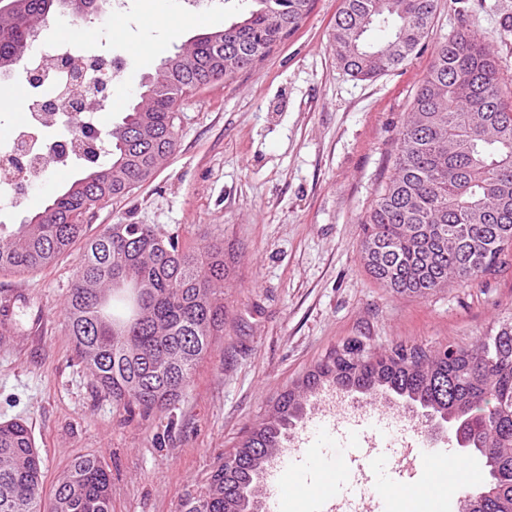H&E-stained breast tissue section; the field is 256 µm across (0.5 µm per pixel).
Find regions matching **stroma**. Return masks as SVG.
Listing matches in <instances>:
<instances>
[{
  "label": "stroma",
  "mask_w": 512,
  "mask_h": 512,
  "mask_svg": "<svg viewBox=\"0 0 512 512\" xmlns=\"http://www.w3.org/2000/svg\"><path fill=\"white\" fill-rule=\"evenodd\" d=\"M108 51L127 69L99 108L103 127L138 98L145 76L174 44L238 19L226 0L202 24L169 36L152 23L151 0H134L137 28L111 14ZM340 0H313L299 29L260 63L197 91L180 108L177 146L128 197L100 205L85 239L112 224H151L194 246H224V333L173 410L126 418L78 364L63 303L83 241L53 266L0 274V295L17 293L11 330L0 334V421L21 418L44 459V496L78 457L111 473L112 512H179L209 483L220 457L266 419L277 397L351 339L370 352L448 343L473 345L512 318V250L499 271L424 297L384 288L362 260L361 222L389 175L398 132L433 55L456 29L478 30L512 87V0H438L426 39L398 68L362 81L337 62L330 33ZM76 176L51 173L20 205L0 202V223L19 226ZM381 443L398 496L430 484L435 463L409 457L399 433Z\"/></svg>",
  "instance_id": "35a3bbf8"
}]
</instances>
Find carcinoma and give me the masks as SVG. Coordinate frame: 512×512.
Returning a JSON list of instances; mask_svg holds the SVG:
<instances>
[{
	"label": "carcinoma",
	"mask_w": 512,
	"mask_h": 512,
	"mask_svg": "<svg viewBox=\"0 0 512 512\" xmlns=\"http://www.w3.org/2000/svg\"><path fill=\"white\" fill-rule=\"evenodd\" d=\"M93 0H11L0 15V70L30 52L50 13L85 18ZM247 15L174 46L142 83L122 122L103 130L107 151L18 229L0 225V272L42 269L67 252L100 204L131 194L173 150L178 111L196 89L263 60L295 32L312 0H239ZM437 0H341L331 33L338 63L372 80L406 61L424 40ZM375 28L388 31L380 42ZM478 33L438 46L398 133L392 173L362 221L371 276L397 294L424 297L496 271L512 246V91ZM224 246L195 248L150 224H113L86 243L64 322L98 390L129 416L171 410L224 332ZM358 393L389 391L458 420L489 468L493 499L466 492L457 512H512V322L473 348L397 346L364 353L345 343L280 395L263 422L219 459L208 487L180 512H248L267 459L307 395L323 383ZM43 459L22 420L0 422V512H112L110 476L97 456L74 460L42 496Z\"/></svg>",
	"instance_id": "obj_1"
}]
</instances>
